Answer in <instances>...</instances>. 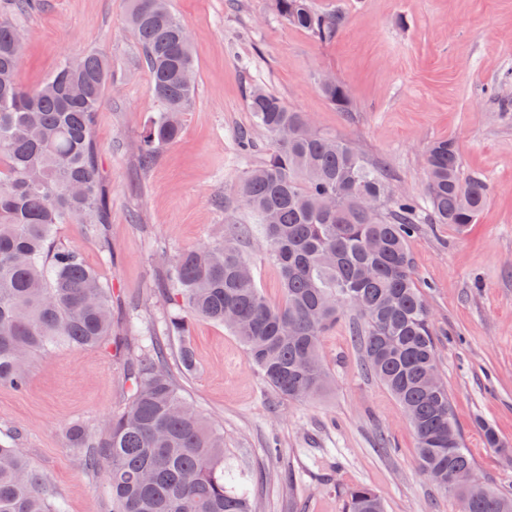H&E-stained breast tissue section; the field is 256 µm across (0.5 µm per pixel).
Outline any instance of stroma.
Segmentation results:
<instances>
[{"label": "stroma", "mask_w": 512, "mask_h": 512, "mask_svg": "<svg viewBox=\"0 0 512 512\" xmlns=\"http://www.w3.org/2000/svg\"><path fill=\"white\" fill-rule=\"evenodd\" d=\"M342 11L328 42L290 26L271 0H171L195 55L196 94L181 137L141 165L137 142L157 104L142 50L126 22V0H41L18 17L24 34L20 82L41 84L64 56L96 51L113 82L95 126L98 164L111 200L104 226L112 259L63 224L60 241L83 246L86 264L112 286L117 336L164 345L162 255L222 239L225 216L256 225L238 194L245 172L272 151L248 110L252 88L312 116L317 131L351 145L394 175L400 191L429 215L426 158L453 140L465 173L482 177L489 199L476 224H423L409 248L437 333L442 381L478 481L512 495V0H313ZM344 84L351 109H336L321 78ZM248 133L253 150L239 147ZM242 253L272 303L280 270L260 233ZM195 366L175 367L182 394L224 431V463L248 479L256 512H343L345 490L360 483L386 512H459L456 499L420 472L416 438L401 407L363 367L342 316L322 339L331 372L320 397L292 402L266 386L224 325L191 320ZM122 355L61 347L34 357L28 384L0 386V443L22 448L67 512H112L104 477L69 448L67 426L97 427L127 404ZM497 431L487 447L482 426Z\"/></svg>", "instance_id": "obj_1"}]
</instances>
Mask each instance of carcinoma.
<instances>
[{"label":"carcinoma","instance_id":"1","mask_svg":"<svg viewBox=\"0 0 512 512\" xmlns=\"http://www.w3.org/2000/svg\"><path fill=\"white\" fill-rule=\"evenodd\" d=\"M128 25L141 45L159 110L139 138L147 163L182 133L196 93L183 73L195 69L190 38L171 7L129 0ZM289 25L321 42L336 37L345 14L319 13L311 0H272ZM19 27L0 15V385L25 387L28 364L60 345L112 347V288L83 260L81 246L59 243L62 224H83L104 258L107 204L93 150L98 112L112 84L103 56L63 58L34 88L23 86L13 47ZM326 99L350 111L346 87L320 82ZM248 107L275 149L245 172L238 191L262 224L281 272L282 301L258 288L239 242L252 228L181 251L167 263L168 330L186 334L200 317L230 328L265 383L292 400L314 398L330 383L321 338L352 310L366 369L396 398L417 439L420 472L449 490L455 473L474 468L456 425L448 388L433 386L436 331L409 252L422 218L411 196L397 190L384 167L366 162L349 144L317 133L308 115L255 89ZM429 223L463 229L485 206L487 182L462 172L452 140L427 156ZM377 199L365 211L360 203ZM130 398L93 431L67 430L69 447L86 468L104 472L112 512H253L245 478L224 467V433L183 396L163 349L125 343ZM464 512H512V497L484 485L454 494ZM346 512H384L382 496L355 484ZM0 512H64L40 472L17 448L0 444Z\"/></svg>","mask_w":512,"mask_h":512}]
</instances>
